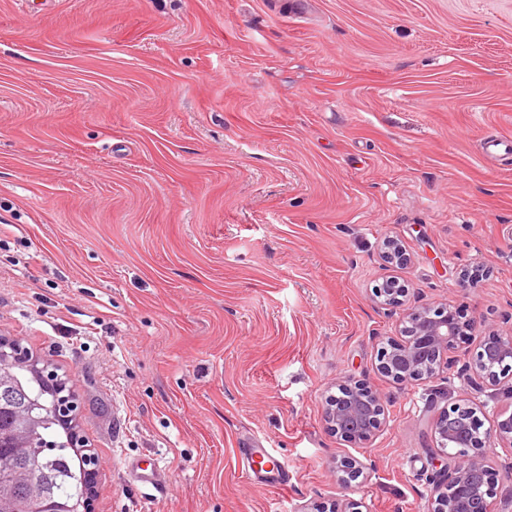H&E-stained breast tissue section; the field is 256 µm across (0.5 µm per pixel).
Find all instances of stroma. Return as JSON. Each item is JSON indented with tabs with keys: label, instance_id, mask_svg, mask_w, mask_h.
I'll return each instance as SVG.
<instances>
[{
	"label": "stroma",
	"instance_id": "obj_1",
	"mask_svg": "<svg viewBox=\"0 0 512 512\" xmlns=\"http://www.w3.org/2000/svg\"><path fill=\"white\" fill-rule=\"evenodd\" d=\"M505 139L512 0H0V336L76 395L91 512H426L469 392L378 372L375 290L512 334ZM345 377L371 447L324 425ZM491 471L512 512V447ZM337 387L341 396H324L326 427L340 441L370 447L387 425L382 394L351 379L340 380Z\"/></svg>",
	"mask_w": 512,
	"mask_h": 512
}]
</instances>
